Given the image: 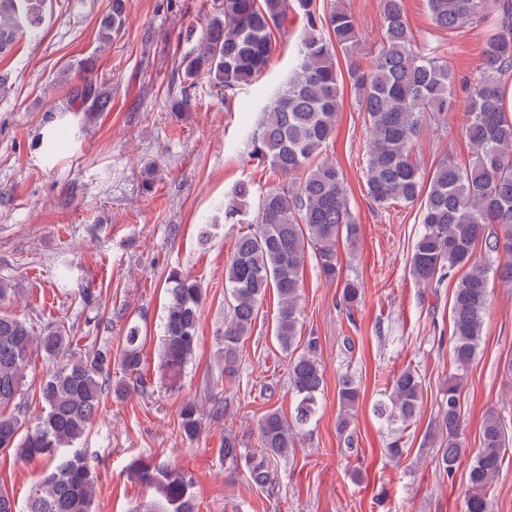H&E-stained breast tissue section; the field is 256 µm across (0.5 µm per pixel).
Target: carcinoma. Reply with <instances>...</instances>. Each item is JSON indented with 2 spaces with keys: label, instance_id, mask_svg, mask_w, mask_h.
<instances>
[{
  "label": "carcinoma",
  "instance_id": "cac0c4a2",
  "mask_svg": "<svg viewBox=\"0 0 512 512\" xmlns=\"http://www.w3.org/2000/svg\"><path fill=\"white\" fill-rule=\"evenodd\" d=\"M45 0H0V57L8 54L19 35L37 32L44 20ZM437 27L458 31L494 19L485 43V66L474 78L463 126L472 161L460 167L441 161L423 179L416 156L422 127L448 124L456 111L455 76L436 51H425L411 35L402 0H380L384 38L373 64L365 69L355 59L356 23L352 15L329 3L317 8L316 0H222L199 34L197 51L180 63L181 96L173 97V112L191 106L190 91L198 80L208 81L224 101L242 85L255 82L268 68L276 37L286 33L291 14L300 16L303 29L298 65L287 85L271 100L253 136L252 157L281 182L259 195L257 210L248 221L246 206L253 195L249 182L238 183L224 199V223L242 224L233 255L225 264L222 358L224 377L238 372L240 347L250 333L261 303L275 289L279 309L274 336L288 352L300 335L299 278L307 259L315 260L323 278L340 281L337 243H351L358 227L349 206L344 177L336 164L320 155L332 139L341 110L340 70L337 51L348 58L350 79L358 111L367 115V194L377 205L422 201V231L410 257V273L419 284L437 286L461 269L451 300L452 353L456 373L443 391V422L448 444L439 459L443 472L452 474L466 453L460 429V392L463 373L474 361L483 335L489 301L490 267L476 250L499 255L497 277L512 286V116L503 108V89L512 78V0H428ZM126 22V0H112V10L102 18L105 41ZM84 116L103 112L110 92L87 78L73 90ZM305 176L294 180L299 173ZM291 177L284 181L282 177ZM494 224L496 229L488 231ZM361 284L345 280L342 300L347 309L359 304ZM160 367L169 384L179 383L197 345V328L203 289L200 283L174 273L169 277ZM143 336L138 324L127 325L117 352L112 346H93L82 354L70 351V336L56 327L36 336L27 323L0 313V451L12 450L25 460L44 461L41 478L26 503L25 512H92L95 458L74 447L95 419L103 396L119 397L146 390L141 373ZM318 340L310 336L290 363L289 384L294 403L291 418L277 411L258 422L259 448H241L237 437L224 434V460L242 459L249 480L274 494L277 464L314 421L319 410L324 377L318 359ZM42 353L56 361L40 389L45 412L23 429L15 402L22 371L31 356ZM123 379L112 382V364ZM361 391L349 377L342 380L338 400L340 430L359 403ZM422 380L411 367L393 377L386 398L374 413L391 424L408 423L420 407ZM204 411L189 399L179 410L182 439L200 435ZM506 453V438L495 410L483 420L480 448L468 471L466 512H491L487 493ZM128 470L151 499L134 512H198L194 481L186 471L159 466L153 459L137 457Z\"/></svg>",
  "mask_w": 512,
  "mask_h": 512
}]
</instances>
